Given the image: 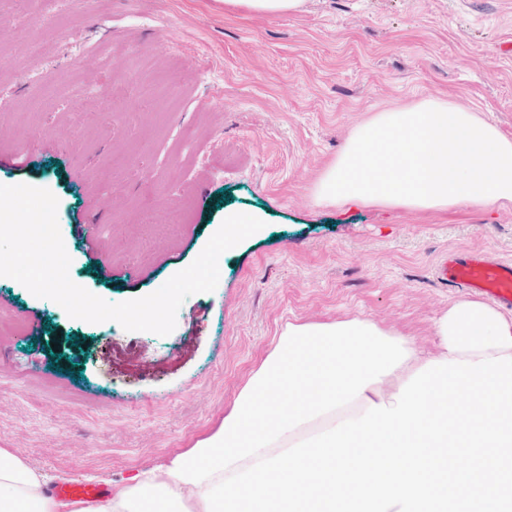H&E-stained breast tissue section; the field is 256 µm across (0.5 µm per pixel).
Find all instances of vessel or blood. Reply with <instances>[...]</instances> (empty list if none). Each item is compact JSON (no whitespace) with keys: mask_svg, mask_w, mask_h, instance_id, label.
Here are the masks:
<instances>
[{"mask_svg":"<svg viewBox=\"0 0 512 512\" xmlns=\"http://www.w3.org/2000/svg\"><path fill=\"white\" fill-rule=\"evenodd\" d=\"M435 276L448 287L482 295L503 310L512 311L511 260H492L479 251H450L437 259ZM50 492L74 502H90L103 497L106 490L96 484L75 481L52 486Z\"/></svg>","mask_w":512,"mask_h":512,"instance_id":"b4317fda","label":"vessel or blood"}]
</instances>
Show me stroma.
Returning <instances> with one entry per match:
<instances>
[{"label": "stroma", "instance_id": "1", "mask_svg": "<svg viewBox=\"0 0 512 512\" xmlns=\"http://www.w3.org/2000/svg\"><path fill=\"white\" fill-rule=\"evenodd\" d=\"M2 33L0 155L25 163L0 166V184L56 196L74 283L111 303L142 297L195 260L225 209L265 223L166 336L72 318L0 277V448L50 483L108 487L190 447L285 323L367 319L433 351L435 320L464 297L435 278L437 258L512 259V207L315 198L379 112L440 98L512 137V0H306L283 15L223 0H0ZM172 213L180 232L145 241Z\"/></svg>", "mask_w": 512, "mask_h": 512}]
</instances>
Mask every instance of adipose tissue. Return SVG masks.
Segmentation results:
<instances>
[{"instance_id": "1", "label": "adipose tissue", "mask_w": 512, "mask_h": 512, "mask_svg": "<svg viewBox=\"0 0 512 512\" xmlns=\"http://www.w3.org/2000/svg\"><path fill=\"white\" fill-rule=\"evenodd\" d=\"M315 197L507 208L512 138L437 98L379 112ZM434 334L427 353L367 319L286 323L219 426L97 503L58 501L0 448V512H512V317L462 300Z\"/></svg>"}]
</instances>
